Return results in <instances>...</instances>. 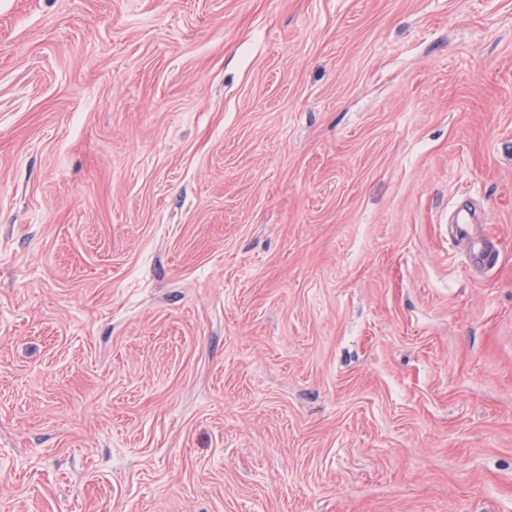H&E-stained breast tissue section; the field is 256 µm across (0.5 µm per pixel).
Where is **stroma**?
I'll list each match as a JSON object with an SVG mask.
<instances>
[{"label": "stroma", "mask_w": 512, "mask_h": 512, "mask_svg": "<svg viewBox=\"0 0 512 512\" xmlns=\"http://www.w3.org/2000/svg\"><path fill=\"white\" fill-rule=\"evenodd\" d=\"M0 512H512V0H0Z\"/></svg>", "instance_id": "35a3bbf8"}]
</instances>
